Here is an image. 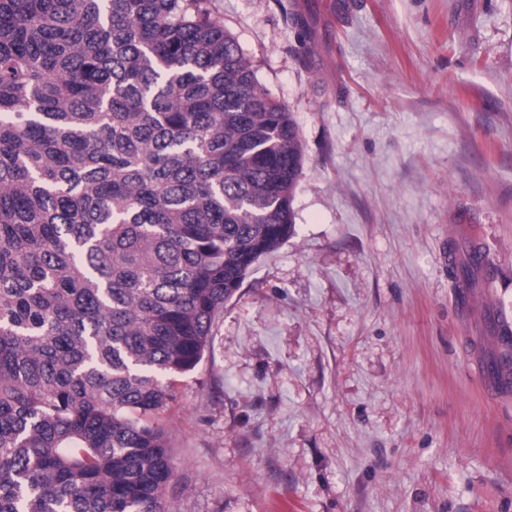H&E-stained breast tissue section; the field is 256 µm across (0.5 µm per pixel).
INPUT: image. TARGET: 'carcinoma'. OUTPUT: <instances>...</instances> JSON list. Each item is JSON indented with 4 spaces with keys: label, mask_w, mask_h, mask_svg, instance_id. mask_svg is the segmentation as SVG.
<instances>
[{
    "label": "carcinoma",
    "mask_w": 512,
    "mask_h": 512,
    "mask_svg": "<svg viewBox=\"0 0 512 512\" xmlns=\"http://www.w3.org/2000/svg\"><path fill=\"white\" fill-rule=\"evenodd\" d=\"M302 164L210 0H0V512H166L161 415L294 234Z\"/></svg>",
    "instance_id": "cac0c4a2"
}]
</instances>
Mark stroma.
I'll return each mask as SVG.
<instances>
[{
  "mask_svg": "<svg viewBox=\"0 0 512 512\" xmlns=\"http://www.w3.org/2000/svg\"><path fill=\"white\" fill-rule=\"evenodd\" d=\"M300 128L295 233L161 416L167 512H512V0H212ZM480 226L492 285L458 295ZM490 326L491 329H489L497 333L506 349L488 363L487 371L494 382L495 389L499 393L508 394L512 391V327L507 317L502 314L490 315L488 327Z\"/></svg>",
  "mask_w": 512,
  "mask_h": 512,
  "instance_id": "obj_1",
  "label": "stroma"
}]
</instances>
